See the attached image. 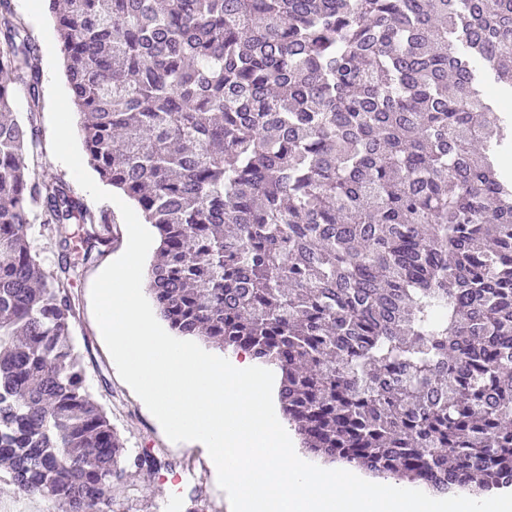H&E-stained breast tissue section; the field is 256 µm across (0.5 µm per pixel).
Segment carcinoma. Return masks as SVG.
<instances>
[{
  "mask_svg": "<svg viewBox=\"0 0 512 512\" xmlns=\"http://www.w3.org/2000/svg\"><path fill=\"white\" fill-rule=\"evenodd\" d=\"M46 2L87 162L156 230L160 320L274 369L326 462L511 487L512 0ZM0 73V464L53 512H111L122 446L71 297L110 221L29 163L39 49L12 0ZM36 208L80 231L53 270ZM39 211L32 217L31 228L28 232V240L32 250L38 255L39 260L45 269H53L58 261V250L55 247L57 230L65 234H71L75 230L74 224H51L52 232L47 230V224H42Z\"/></svg>",
  "mask_w": 512,
  "mask_h": 512,
  "instance_id": "obj_1",
  "label": "carcinoma"
}]
</instances>
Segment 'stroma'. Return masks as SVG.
Returning <instances> with one entry per match:
<instances>
[{
  "label": "stroma",
  "instance_id": "obj_1",
  "mask_svg": "<svg viewBox=\"0 0 512 512\" xmlns=\"http://www.w3.org/2000/svg\"><path fill=\"white\" fill-rule=\"evenodd\" d=\"M33 160L42 179L72 181L69 169L52 153L51 126L45 112L39 118ZM77 195L89 209L106 213L114 221L110 247L83 271L71 290L77 310L73 334L84 355L89 391L105 408L123 442L127 476L123 491L112 498V512H230L229 499L214 480L205 451L171 447L140 397L117 371L93 314L91 287L100 272L123 254L127 230L114 203L95 201L82 189ZM146 450L162 459L160 470L135 466L136 457Z\"/></svg>",
  "mask_w": 512,
  "mask_h": 512
}]
</instances>
